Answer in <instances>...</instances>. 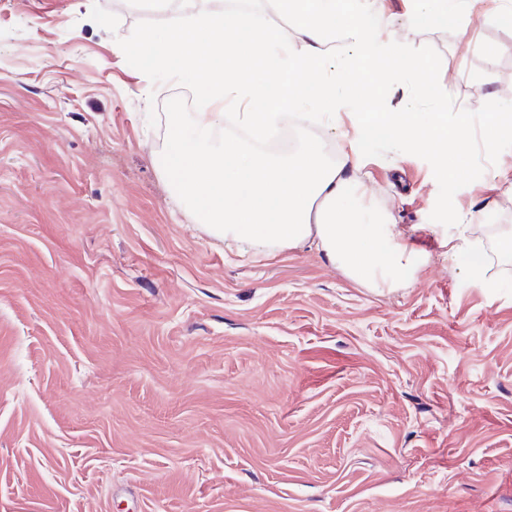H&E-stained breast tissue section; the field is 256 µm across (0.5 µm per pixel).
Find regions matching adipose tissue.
<instances>
[{"instance_id": "ef3b65f1", "label": "adipose tissue", "mask_w": 512, "mask_h": 512, "mask_svg": "<svg viewBox=\"0 0 512 512\" xmlns=\"http://www.w3.org/2000/svg\"><path fill=\"white\" fill-rule=\"evenodd\" d=\"M408 21L418 27L470 20L475 0H408ZM156 28L126 45L143 73L176 71L200 89L198 110L170 112L166 171L211 234L243 253L266 255L316 247L352 281L393 290L409 286L430 264L421 250L389 224L360 182L344 175L386 145L423 152L441 176L458 177L469 154L468 113H449L448 92L433 84L415 49L387 36L392 19L379 0H148ZM290 21L276 26L271 16ZM374 75L363 79L364 65ZM414 80L434 106L403 112H367L374 89ZM248 130L245 146L225 134L224 117ZM314 111L335 120L357 113V134L345 161L327 159L321 141L303 139L274 158L254 144L274 131L285 111ZM192 120L193 139L183 134Z\"/></svg>"}]
</instances>
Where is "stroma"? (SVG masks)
<instances>
[{
  "instance_id": "stroma-1",
  "label": "stroma",
  "mask_w": 512,
  "mask_h": 512,
  "mask_svg": "<svg viewBox=\"0 0 512 512\" xmlns=\"http://www.w3.org/2000/svg\"><path fill=\"white\" fill-rule=\"evenodd\" d=\"M383 5L481 124L512 88L498 0L438 29ZM155 25L127 0H0V512H512V143L474 140L448 182L419 153L349 166L436 255L408 287L306 246L242 256L164 174L189 84L123 51ZM356 120L303 134L336 161ZM463 222L493 287L439 252Z\"/></svg>"
}]
</instances>
